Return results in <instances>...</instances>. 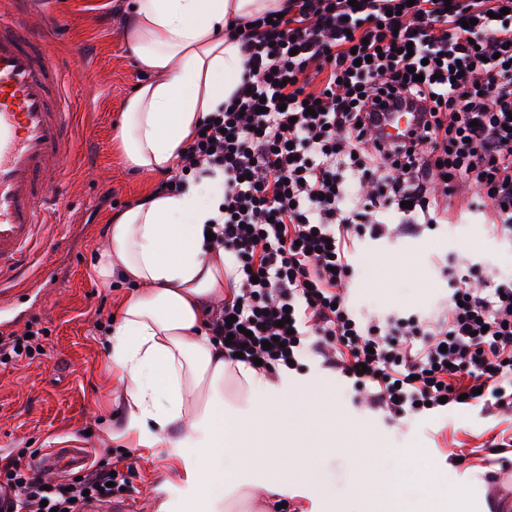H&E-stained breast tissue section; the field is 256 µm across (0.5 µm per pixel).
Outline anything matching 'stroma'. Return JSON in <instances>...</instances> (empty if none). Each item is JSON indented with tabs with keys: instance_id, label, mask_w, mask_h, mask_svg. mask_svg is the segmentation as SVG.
I'll return each mask as SVG.
<instances>
[{
	"instance_id": "stroma-1",
	"label": "stroma",
	"mask_w": 512,
	"mask_h": 512,
	"mask_svg": "<svg viewBox=\"0 0 512 512\" xmlns=\"http://www.w3.org/2000/svg\"><path fill=\"white\" fill-rule=\"evenodd\" d=\"M128 0H50L57 25L50 47L66 62L79 141L65 160L55 235L67 250L46 248L39 263L54 281L15 303L14 321L0 338L42 330L43 352L34 359L0 363V469L13 461L34 466L51 449H89L92 463L113 465L131 454L136 512H198L204 490H190L165 448L139 447L124 433L126 411L117 378L108 369V333L102 325L118 314L133 288L122 280L100 286L92 263L104 228L117 208L154 191L157 179L122 165L112 147L124 100L146 73L122 38L119 18ZM349 299L357 313L426 316L448 296L443 265H475L482 276H512V240L479 223L439 224L419 237L365 239L354 255ZM298 419L324 411L336 417V433L350 448L371 449L367 470L356 471L336 449H296L295 470L280 496L293 512H369L355 487L373 473L394 474L406 500L429 499L447 512H500L512 502V452L491 454L493 436L512 434V411L480 405L438 408L401 422L359 403L352 382L326 369L320 358L281 371Z\"/></svg>"
}]
</instances>
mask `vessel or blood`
I'll return each mask as SVG.
<instances>
[{
    "instance_id": "b4317fda",
    "label": "vessel or blood",
    "mask_w": 512,
    "mask_h": 512,
    "mask_svg": "<svg viewBox=\"0 0 512 512\" xmlns=\"http://www.w3.org/2000/svg\"><path fill=\"white\" fill-rule=\"evenodd\" d=\"M47 0H0V298L37 287L33 262L47 246L62 156L71 151L73 114L66 71L48 46ZM86 449L50 453L46 467L75 470Z\"/></svg>"
}]
</instances>
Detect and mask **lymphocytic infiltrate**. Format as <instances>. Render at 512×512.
<instances>
[{
    "label": "lymphocytic infiltrate",
    "instance_id": "lymphocytic-infiltrate-1",
    "mask_svg": "<svg viewBox=\"0 0 512 512\" xmlns=\"http://www.w3.org/2000/svg\"><path fill=\"white\" fill-rule=\"evenodd\" d=\"M240 49L247 76L180 153L195 180H224L212 243L231 270L205 330L225 360L243 352L271 377L319 355L393 421L463 399L512 408L511 276L451 273L431 322L366 321L348 302L361 238L470 219L469 193L512 234V0H287ZM400 111L417 128L383 144ZM132 471L66 485L16 462L0 470V512H83Z\"/></svg>",
    "mask_w": 512,
    "mask_h": 512
}]
</instances>
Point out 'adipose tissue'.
Wrapping results in <instances>:
<instances>
[{"instance_id":"obj_1","label":"adipose tissue","mask_w":512,"mask_h":512,"mask_svg":"<svg viewBox=\"0 0 512 512\" xmlns=\"http://www.w3.org/2000/svg\"><path fill=\"white\" fill-rule=\"evenodd\" d=\"M286 0H130L121 33L146 80L125 100L115 139L139 173L169 175L207 115L238 87L245 61L236 24L282 9ZM220 186L186 183L151 193L115 214L95 270L120 276L134 292L121 306L108 361L123 384L127 432L146 448L174 449L187 481L225 488L226 512L256 500L235 475L267 467L273 491L289 456L274 422L290 421L286 392L202 331L205 313L223 299L224 255L206 244Z\"/></svg>"}]
</instances>
